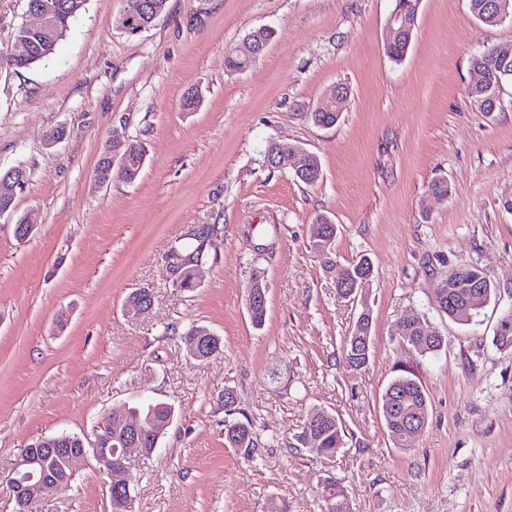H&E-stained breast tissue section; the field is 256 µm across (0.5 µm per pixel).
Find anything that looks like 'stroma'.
<instances>
[{
    "label": "stroma",
    "mask_w": 512,
    "mask_h": 512,
    "mask_svg": "<svg viewBox=\"0 0 512 512\" xmlns=\"http://www.w3.org/2000/svg\"><path fill=\"white\" fill-rule=\"evenodd\" d=\"M124 0H88L56 52L0 69V170L24 165L13 216L0 218V512L21 450L61 431L93 434L144 399L174 405L160 449L134 464L133 512H325L336 478L350 512H512V348L493 338L512 311V84L499 110L475 109L472 58L512 49V19L480 26L467 0H420L402 62L384 50L394 0H168L155 26H117ZM275 37L247 69L226 55L251 32ZM349 96L329 128L308 117L325 94ZM200 106L184 111L191 90ZM65 128L48 145L47 133ZM136 140L146 166L99 188L106 143ZM316 154L322 177L273 168L269 142ZM447 181L448 194L430 186ZM339 227L335 260L374 273L358 299L310 248L314 225ZM34 224L19 241L16 219ZM217 230L198 286L172 283L165 258L194 225ZM488 271L497 295L467 324L434 303L460 265ZM268 284L254 328L246 289ZM147 287L148 314L123 313ZM372 353L353 370L342 346L362 311ZM419 315L444 336L436 357L402 344ZM207 325L222 350L201 361L179 335ZM430 400L424 432L396 447L379 397L398 362ZM258 440L252 456L224 443L225 388ZM317 409L343 423L334 456L298 447ZM32 512H110L108 478L88 461L71 490L50 488Z\"/></svg>",
    "instance_id": "1"
}]
</instances>
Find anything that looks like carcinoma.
Here are the masks:
<instances>
[{"label":"carcinoma","mask_w":512,"mask_h":512,"mask_svg":"<svg viewBox=\"0 0 512 512\" xmlns=\"http://www.w3.org/2000/svg\"><path fill=\"white\" fill-rule=\"evenodd\" d=\"M59 8L53 16L50 35L33 34L32 40L36 45L37 54L23 58H15L0 52V64L13 70L26 69L46 59L54 53L58 43L63 40L70 30L73 21L85 11L87 0H55ZM495 0H468V9L473 18L484 27H494L505 22L502 14L493 9ZM473 69L483 72L492 78L491 92L478 86L467 88V96L479 112L490 111L491 101L488 94L500 99V93L505 83L512 82V57L502 58L496 48H487L472 59ZM338 100L316 108L309 113L313 123L330 127L336 124L341 116ZM121 153L127 156V164L120 170L112 171V179L133 182L142 172L146 154L144 147L137 141H127L121 148ZM322 232L318 238L311 241V249L317 255L323 267L336 269L333 260L334 243L337 234L336 225L326 218H321ZM216 225L199 224L196 229L187 234L184 241L173 247L167 256V263L175 265L177 275L173 278V285L184 291H191L197 287L193 260L205 258L201 250L202 238L214 234ZM373 267L366 257L349 263L341 268L340 280L348 283L344 288L336 286V292L347 297L351 286L364 287L372 277ZM483 287L486 298L496 293L497 287L488 272L482 268L461 265L451 271L450 277L442 288L436 289L435 302L448 318L467 324L472 318L460 312L464 298L469 289L475 286ZM453 298L454 305L448 306V298ZM370 315L362 312L356 322L354 330L346 342L343 350L345 360L355 370H361L369 363L371 345L366 343L367 333L370 331ZM401 338L415 352L422 356L439 354L444 345V338L430 334L423 318L419 315L405 323L402 327ZM380 410L391 439L397 447L407 448L412 443L410 427L427 425L430 401L423 387L419 375L411 368L399 366L395 375L386 386L380 399ZM174 415V407L166 402H148L132 411V418L141 422L146 436L153 435V430L160 423ZM241 411L237 407V397L230 388L224 389V439L233 448H238L245 455H250L252 448L256 447L257 438L249 421L240 418ZM297 442L304 448L322 455H334L345 444V433L342 423L336 415L325 410L315 423L311 422L297 436ZM323 498L327 505L338 503L344 497L339 484L330 479L323 484Z\"/></svg>","instance_id":"1"}]
</instances>
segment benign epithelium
I'll return each mask as SVG.
<instances>
[{
	"mask_svg": "<svg viewBox=\"0 0 512 512\" xmlns=\"http://www.w3.org/2000/svg\"><path fill=\"white\" fill-rule=\"evenodd\" d=\"M55 5L47 3L37 8L31 6L28 13L37 19L35 24H25L23 28L32 32L42 33L51 25ZM149 20L145 11V0H126V7L119 14L117 24L126 33H140L144 31ZM280 147L288 156V168L293 172L303 174L305 171V153L298 147L286 142ZM122 431L123 437L128 440L125 448H102V440L112 434V428ZM143 431L135 422L128 421L123 416H113L99 427L92 435L82 436L79 448H58L56 442L44 437L40 443L44 448L40 453L23 451L19 455L8 483L19 508L33 501L46 488H62L67 474L75 473L78 467L88 457H93L99 469L109 478L108 486L122 500L126 510L132 509V496L130 485L132 475L129 462L142 459L149 454V449L139 445V437Z\"/></svg>",
	"mask_w": 512,
	"mask_h": 512,
	"instance_id": "7a95c632",
	"label": "benign epithelium"
}]
</instances>
